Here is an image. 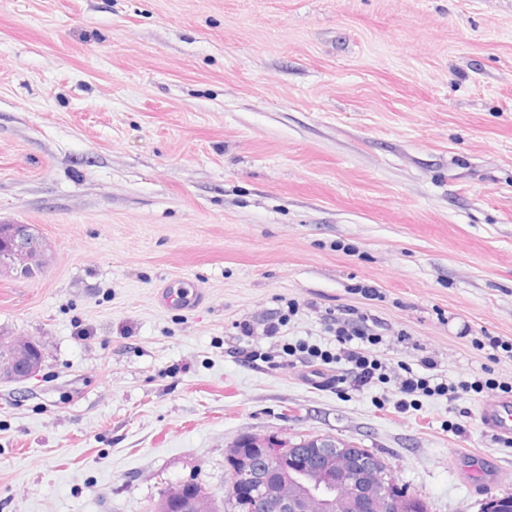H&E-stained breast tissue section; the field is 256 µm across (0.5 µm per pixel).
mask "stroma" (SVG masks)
<instances>
[{"instance_id": "1", "label": "stroma", "mask_w": 512, "mask_h": 512, "mask_svg": "<svg viewBox=\"0 0 512 512\" xmlns=\"http://www.w3.org/2000/svg\"><path fill=\"white\" fill-rule=\"evenodd\" d=\"M0 224L43 240L0 336L44 352L0 381V512L190 478L224 512L247 432L374 451L428 512H480L456 454L512 469L487 393L397 407L426 357L512 385V0H0ZM349 310L389 379L312 384L283 346Z\"/></svg>"}]
</instances>
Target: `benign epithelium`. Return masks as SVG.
Returning a JSON list of instances; mask_svg holds the SVG:
<instances>
[{"mask_svg": "<svg viewBox=\"0 0 512 512\" xmlns=\"http://www.w3.org/2000/svg\"><path fill=\"white\" fill-rule=\"evenodd\" d=\"M41 241L31 224L0 226V268L19 275L34 272L40 263ZM43 347L16 337L0 345V380L22 382L41 368ZM241 441L257 448V456L232 474L231 498L246 495L252 512H418L420 501L393 497L390 479L375 457L356 454L347 443L320 435L303 441L305 447L276 445L268 439L244 435ZM285 477L267 481L270 469ZM180 512H207L198 491L178 488Z\"/></svg>", "mask_w": 512, "mask_h": 512, "instance_id": "1", "label": "benign epithelium"}]
</instances>
